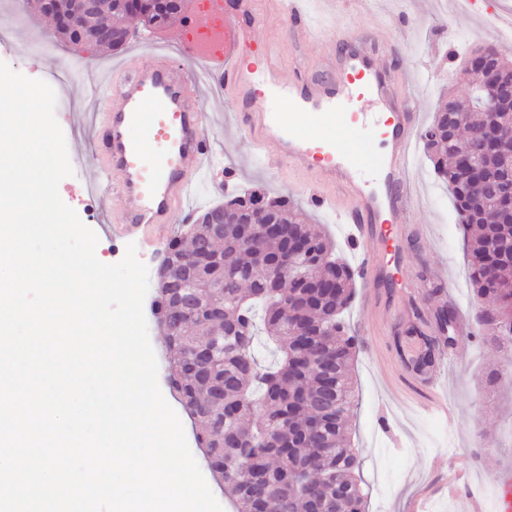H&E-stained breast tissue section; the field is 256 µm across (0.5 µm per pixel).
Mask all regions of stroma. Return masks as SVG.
Returning a JSON list of instances; mask_svg holds the SVG:
<instances>
[{"instance_id":"35a3bbf8","label":"stroma","mask_w":512,"mask_h":512,"mask_svg":"<svg viewBox=\"0 0 512 512\" xmlns=\"http://www.w3.org/2000/svg\"><path fill=\"white\" fill-rule=\"evenodd\" d=\"M256 6L266 20L254 35L279 40L282 63L301 59L308 70L321 74L338 59L334 41L293 43L288 19L276 0H257ZM1 18L12 21L13 30L7 41H0V62L32 79H48L54 71L67 74L54 86L55 115L74 174L60 182L59 194L86 226L98 231L97 258L117 263L127 243L113 244L99 228L123 223L126 206L112 195L103 204L91 203L81 189L82 179L98 161L106 122L105 115L88 116L89 100L111 65L150 63L148 48L175 47L180 29L138 30L122 50L97 53L88 62L59 38L52 20L33 0H0ZM510 18L512 0H471L464 11L456 9L453 0H366L360 8L349 0L322 23L339 34L349 28L365 33L364 47L381 67L410 75L426 125L438 108L440 93L467 95L464 60L471 49L493 44L512 59V41L503 38L501 28ZM199 89L222 107L210 133L209 166L231 176L237 188L293 197L314 223L323 225L339 254L354 262L336 211L313 209L307 201L306 190L317 183L316 176L290 167L268 169L231 124L223 83L205 75ZM411 177L416 204L403 226L407 312L395 321L388 309L364 308L366 290L361 287L344 314L359 343L352 440L360 453L366 507L368 512H489L487 483L500 467L512 465V385L489 384L487 375L512 358V347L478 335V317L489 304L472 295L452 199L418 143L412 148ZM432 283L439 292L431 297L427 288ZM446 302L466 315L465 326L453 328L454 344L441 345L432 373L408 369L407 361L421 344L407 336V329L431 320ZM441 397L455 405L454 419L436 411Z\"/></svg>"}]
</instances>
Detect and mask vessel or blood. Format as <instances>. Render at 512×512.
I'll return each mask as SVG.
<instances>
[{"instance_id":"obj_1","label":"vessel or blood","mask_w":512,"mask_h":512,"mask_svg":"<svg viewBox=\"0 0 512 512\" xmlns=\"http://www.w3.org/2000/svg\"><path fill=\"white\" fill-rule=\"evenodd\" d=\"M310 3L287 0L295 40L315 33L303 22ZM213 11L223 15L224 23L206 46L190 38L191 31L206 25V16L191 12L184 17L185 58L225 80L235 129L266 158L270 169L288 165L316 175L317 185L308 190L313 207L332 206L320 191L324 184L347 199L339 216L348 227L351 250L360 256L358 277L368 285L397 280L403 266L401 225L410 201L408 158L421 134L410 93L390 95L376 60L361 53L346 54L337 68L321 77L297 63L283 65L276 43L254 41L239 22L240 15L252 13V0H238L232 14L225 13L224 0H215ZM249 43L255 44L262 69L242 57L240 48ZM150 54V65L121 66L107 73L101 93L91 101L94 111L106 115L108 127L101 161L86 185L89 196L109 191L125 202L128 223L109 229L116 241L141 224L154 225L160 241H167L176 212L206 171L215 109L202 104L195 70L171 60L165 47H152ZM367 98L379 100L388 114L385 150L375 155L355 145L362 125L348 108ZM368 171L379 178V191L366 182ZM382 254L391 256L390 265L376 263ZM494 482L497 512H512V466L501 468Z\"/></svg>"}]
</instances>
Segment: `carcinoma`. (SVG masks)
I'll list each match as a JSON object with an SVG mask.
<instances>
[{
  "label": "carcinoma",
  "mask_w": 512,
  "mask_h": 512,
  "mask_svg": "<svg viewBox=\"0 0 512 512\" xmlns=\"http://www.w3.org/2000/svg\"><path fill=\"white\" fill-rule=\"evenodd\" d=\"M140 0L137 19L149 29L165 28L180 17L175 4L159 10ZM129 18L120 0H100L83 16L89 30L121 26ZM482 75L471 74L464 100L448 97L421 135L437 177L448 184L464 232L474 295L495 305L482 323L492 339H512V222L509 206L498 203L493 187L512 180V168L496 155L481 156L478 180L457 163L466 140L454 134L463 126L477 131H512V117L488 112L481 97ZM269 204L281 224L274 236L241 239L239 225ZM236 208L224 234L212 235L208 211L190 227V242H174L181 255L204 256L224 265V287L203 284L192 299L160 283L153 300L159 325L173 350L167 383L185 410L201 424L196 435L206 466L224 488L232 512H364L356 476L358 459L351 448L349 423L356 406L351 377L355 337L342 313L353 296L355 274L333 256L330 241L303 222L289 197L235 191L211 207ZM307 247L289 267L272 277L254 257H277L296 244ZM224 307V320L196 318L176 326L170 308ZM454 309L444 304L435 328L448 332ZM440 339L423 337L422 371L434 366Z\"/></svg>",
  "instance_id": "cac0c4a2"
}]
</instances>
